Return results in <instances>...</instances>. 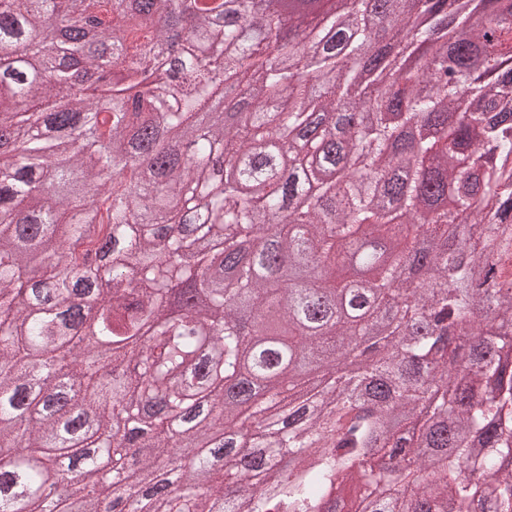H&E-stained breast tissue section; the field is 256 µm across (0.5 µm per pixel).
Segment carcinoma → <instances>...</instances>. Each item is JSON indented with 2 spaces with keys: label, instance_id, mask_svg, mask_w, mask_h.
<instances>
[{
  "label": "carcinoma",
  "instance_id": "carcinoma-1",
  "mask_svg": "<svg viewBox=\"0 0 512 512\" xmlns=\"http://www.w3.org/2000/svg\"><path fill=\"white\" fill-rule=\"evenodd\" d=\"M318 2L300 39L253 0H197L189 19L179 0H0V512H102L115 490L89 447L139 472L152 512H512V293L478 329L486 346L441 333L476 323L488 244L486 276L512 275V124L498 121L512 79L474 66L512 22L453 0L429 47L444 78L426 57L403 68L401 29L422 22L414 0H386L393 67L368 99L357 69L378 0ZM162 14L181 29L169 63L153 55ZM224 80L249 98L229 121L213 107ZM357 111V167L338 176ZM402 156L416 159L407 222L382 192ZM367 224L404 246L363 248ZM116 237L94 299L107 344L76 350L78 286L97 284ZM359 249L366 296L343 260ZM421 251L452 289L399 280ZM371 316L390 348L345 374ZM316 371L330 381L312 394ZM216 434L234 454L198 451ZM173 456L190 465L167 494Z\"/></svg>",
  "mask_w": 512,
  "mask_h": 512
}]
</instances>
